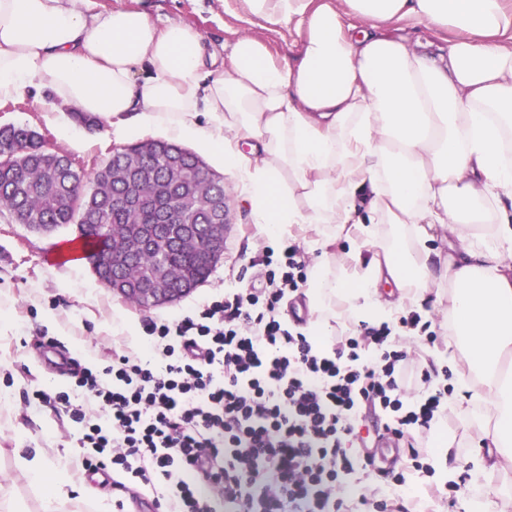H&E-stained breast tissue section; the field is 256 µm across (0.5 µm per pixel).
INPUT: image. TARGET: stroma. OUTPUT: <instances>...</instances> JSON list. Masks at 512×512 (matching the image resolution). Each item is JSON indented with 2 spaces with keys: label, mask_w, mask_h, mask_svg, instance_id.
Masks as SVG:
<instances>
[{
  "label": "stroma",
  "mask_w": 512,
  "mask_h": 512,
  "mask_svg": "<svg viewBox=\"0 0 512 512\" xmlns=\"http://www.w3.org/2000/svg\"><path fill=\"white\" fill-rule=\"evenodd\" d=\"M100 7L116 6L147 11L157 22L173 19L198 30L209 45L222 47L239 35L249 34L267 44L279 57L298 53L292 33L268 26L240 13L237 4L224 0H97ZM27 125L39 132L47 148L67 153L93 173L106 165L119 145L144 141L134 134L124 141L109 136L105 127L76 124L85 145L75 150L49 123L31 95L0 104V125ZM232 231L223 259L205 283L177 304L144 311L113 296L93 274L89 263L74 269L55 261V249L75 236L74 227L40 235L15 223L0 210V469L13 477L7 493L12 504L24 512H44L41 489L32 485L16 466L18 448L42 449L51 471L69 492L64 512H112L111 476H87L78 464L79 450L74 430L64 413L43 407L32 409L24 402L25 391L34 387L61 390L72 380V372L46 364L41 359V339L56 338L66 352L85 367L105 366L113 350L142 352L146 349L142 321L171 320L204 302L222 298L225 289L238 288L243 278H254L258 268L251 260L266 247L263 228L253 224L237 194H230ZM454 445L446 469L437 470L434 482H455L456 500L471 495L466 471L479 430L468 420L467 410L450 409L446 424Z\"/></svg>",
  "instance_id": "stroma-1"
}]
</instances>
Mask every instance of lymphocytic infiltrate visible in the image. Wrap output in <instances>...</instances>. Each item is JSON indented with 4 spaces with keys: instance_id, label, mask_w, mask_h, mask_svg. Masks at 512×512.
<instances>
[{
    "instance_id": "1",
    "label": "lymphocytic infiltrate",
    "mask_w": 512,
    "mask_h": 512,
    "mask_svg": "<svg viewBox=\"0 0 512 512\" xmlns=\"http://www.w3.org/2000/svg\"><path fill=\"white\" fill-rule=\"evenodd\" d=\"M261 279L172 320L148 319L147 355L113 353L75 375L81 401L34 390L63 406L85 471L112 469L156 493L168 512H406L393 492L354 488L371 461L356 448L362 408L380 409L418 472L433 459L428 432L444 416L447 386L418 359L443 346L411 311L395 322L310 336L279 316L306 284L299 246L265 248ZM74 390V391H75Z\"/></svg>"
}]
</instances>
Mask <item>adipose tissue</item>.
<instances>
[{"label": "adipose tissue", "instance_id": "ef3b65f1", "mask_svg": "<svg viewBox=\"0 0 512 512\" xmlns=\"http://www.w3.org/2000/svg\"><path fill=\"white\" fill-rule=\"evenodd\" d=\"M293 31L294 60L244 35L228 54L181 22L96 0H0V101L48 93L122 138L213 155L268 234L327 224L310 309L378 325L442 307L460 354L455 406L482 410L474 475L512 470V0H236ZM360 236L343 254L336 233ZM389 232H381V225ZM17 466L66 493L41 450Z\"/></svg>", "mask_w": 512, "mask_h": 512}]
</instances>
